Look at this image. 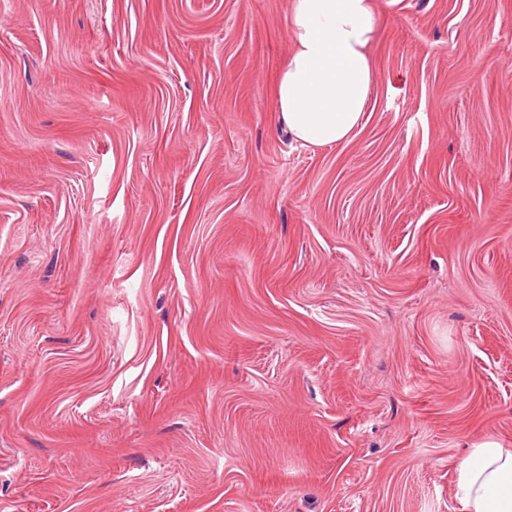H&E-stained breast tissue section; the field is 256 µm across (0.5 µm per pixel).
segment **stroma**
Segmentation results:
<instances>
[{"label":"stroma","mask_w":512,"mask_h":512,"mask_svg":"<svg viewBox=\"0 0 512 512\" xmlns=\"http://www.w3.org/2000/svg\"><path fill=\"white\" fill-rule=\"evenodd\" d=\"M344 143L290 0H0V512H460L512 448V0H377ZM291 50L276 99L279 120L302 146L347 141L374 84V0H290ZM460 512H512V448L495 439L475 443L457 470Z\"/></svg>","instance_id":"35a3bbf8"}]
</instances>
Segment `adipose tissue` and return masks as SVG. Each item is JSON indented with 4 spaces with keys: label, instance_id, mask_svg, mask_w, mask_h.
Listing matches in <instances>:
<instances>
[{
    "label": "adipose tissue",
    "instance_id": "obj_1",
    "mask_svg": "<svg viewBox=\"0 0 512 512\" xmlns=\"http://www.w3.org/2000/svg\"><path fill=\"white\" fill-rule=\"evenodd\" d=\"M378 26L374 0H291V50L276 99L279 120L297 143L347 141L360 127L374 84ZM461 512H512V448L475 443L458 470Z\"/></svg>",
    "mask_w": 512,
    "mask_h": 512
}]
</instances>
